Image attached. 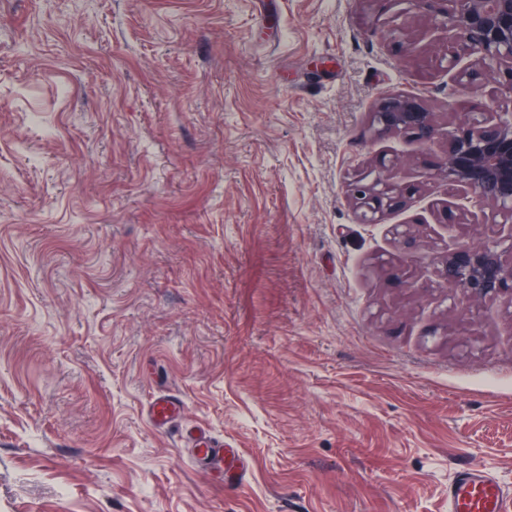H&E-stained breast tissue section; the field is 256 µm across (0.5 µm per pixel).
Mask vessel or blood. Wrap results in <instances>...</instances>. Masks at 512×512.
Listing matches in <instances>:
<instances>
[{"label": "vessel or blood", "mask_w": 512, "mask_h": 512, "mask_svg": "<svg viewBox=\"0 0 512 512\" xmlns=\"http://www.w3.org/2000/svg\"><path fill=\"white\" fill-rule=\"evenodd\" d=\"M177 410L168 396L155 397L148 413L154 426L166 427ZM196 453L206 463L222 469L227 484H238L242 466L232 464L235 452L223 443L211 441L205 434L195 437ZM448 512H512V492L503 488L496 475L488 469L472 466L458 470L448 486Z\"/></svg>", "instance_id": "b4317fda"}]
</instances>
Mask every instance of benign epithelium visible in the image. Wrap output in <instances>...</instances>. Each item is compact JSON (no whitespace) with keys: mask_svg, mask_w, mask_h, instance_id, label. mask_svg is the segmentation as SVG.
Segmentation results:
<instances>
[{"mask_svg":"<svg viewBox=\"0 0 512 512\" xmlns=\"http://www.w3.org/2000/svg\"><path fill=\"white\" fill-rule=\"evenodd\" d=\"M426 10L434 21L433 31H448V41L456 51L448 55V70L464 90L478 92L484 83L477 75L507 77L512 91V0H411ZM472 64L459 67L463 57ZM373 124L380 136L403 134L428 148L439 140L447 142L444 160L429 177L440 180L466 199L474 194L494 208L500 223H512V106H503L497 96L485 95L482 111L464 112L455 127L438 123L409 95L388 98L373 113ZM395 161L383 165L371 179L359 178L348 186V193L361 210L367 224L381 222L385 214L402 205L407 189L390 182ZM478 221L464 206L445 204L436 213L439 224ZM421 222L392 226L394 238L404 249L417 246ZM436 284L456 288L472 301L512 298V235H489L478 243L461 242L445 252L435 267Z\"/></svg>","mask_w":512,"mask_h":512,"instance_id":"1","label":"benign epithelium"}]
</instances>
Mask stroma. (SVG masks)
I'll list each match as a JSON object with an SVG mask.
<instances>
[{"mask_svg": "<svg viewBox=\"0 0 512 512\" xmlns=\"http://www.w3.org/2000/svg\"><path fill=\"white\" fill-rule=\"evenodd\" d=\"M430 25L411 0H0V512H448L470 463L512 488V298L434 276L512 226L436 223L444 145L371 127L397 93L449 125L480 103ZM390 159L415 192L363 223L347 185ZM176 410L177 403L169 396L163 395L152 400L148 413L154 426L164 428L171 422ZM196 454L207 464L214 465L215 468L223 469L227 484L236 485L242 477L244 463L235 460L234 448H224V442H213L204 433L199 432L195 436ZM231 458L229 464H225V458Z\"/></svg>", "mask_w": 512, "mask_h": 512, "instance_id": "obj_1", "label": "stroma"}]
</instances>
